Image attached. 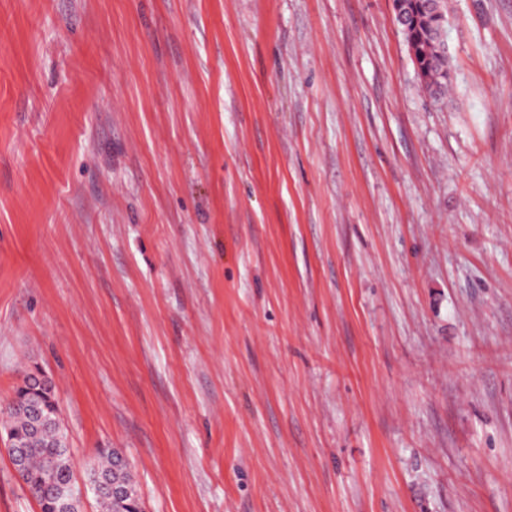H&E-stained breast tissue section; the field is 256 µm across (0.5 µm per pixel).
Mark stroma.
I'll return each mask as SVG.
<instances>
[{"label":"stroma","mask_w":512,"mask_h":512,"mask_svg":"<svg viewBox=\"0 0 512 512\" xmlns=\"http://www.w3.org/2000/svg\"><path fill=\"white\" fill-rule=\"evenodd\" d=\"M0 0V405L83 512H512V0ZM0 512H40L0 442ZM445 0H392L394 21L401 31L424 29L428 33L434 56L448 57L446 28L448 14H444L442 2ZM446 2V1H445ZM20 386L23 389V394L14 399L16 404L25 403V393L28 391H35L37 396H44L46 399L49 398V395L44 394L41 389H50V393L54 391V386L50 379L36 367L28 370L26 374L22 376ZM1 413L8 419V426L14 433L17 446L23 447H15L12 432L9 428L4 429L7 434L8 454L19 482L26 489L34 484L25 468L26 457L31 448L33 450L28 459V469L35 481L43 477L47 463L53 460L56 480L66 482L72 475L74 462L70 457L57 453V448L66 445L65 432L61 433L55 425H47L39 432L33 431L32 417L27 408L23 405L13 407L12 400L5 407L1 406ZM115 463L117 467L122 469L113 468L112 452H108L90 467V471L96 469L108 475L111 480L113 479L115 482L125 485L130 490V497L124 502L128 490L115 482H112L111 485L107 479L99 477L94 484H91L94 494L97 496L101 494L112 496L111 498L103 495L97 498L100 510L101 512H137L135 508H142V503L131 471L123 468L127 467L128 463L122 455H118ZM117 501L124 502V504H120Z\"/></svg>","instance_id":"obj_1"}]
</instances>
